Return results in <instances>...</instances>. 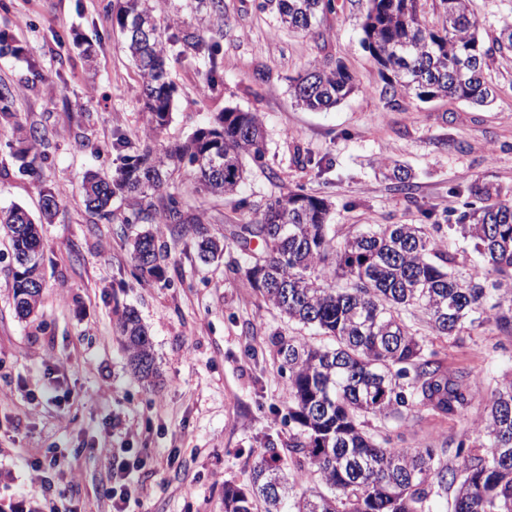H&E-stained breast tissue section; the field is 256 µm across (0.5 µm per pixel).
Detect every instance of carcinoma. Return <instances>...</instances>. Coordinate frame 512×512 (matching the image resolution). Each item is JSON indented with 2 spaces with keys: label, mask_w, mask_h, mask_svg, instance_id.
Wrapping results in <instances>:
<instances>
[{
  "label": "carcinoma",
  "mask_w": 512,
  "mask_h": 512,
  "mask_svg": "<svg viewBox=\"0 0 512 512\" xmlns=\"http://www.w3.org/2000/svg\"><path fill=\"white\" fill-rule=\"evenodd\" d=\"M167 0H123L115 22L142 76L150 132L167 126L174 87L166 59L176 45L214 59L219 44L186 28H174ZM362 43L395 77V86L421 100L482 105L494 95L488 60L512 54V25L490 47L479 37L472 0H435L438 24L420 15V0H367ZM332 0H277L282 26L322 37L321 22ZM356 88L341 61L315 68L290 86L309 110L335 106ZM18 89L0 84V118L12 116ZM28 143L26 167L34 171L47 140L43 127L22 133ZM264 156L258 113L226 109L184 144L158 150L147 144L123 158L115 174L89 172L81 194L85 210L109 215L119 196L128 202V224H183L182 196L153 202L170 167L194 168L188 192L224 197L244 180L243 160ZM401 190L410 188L403 167L384 164ZM480 206L464 203L458 223L448 225L470 250H448L439 224H366L337 242L327 223L324 198L293 193L266 205L260 217L241 225L236 238L248 252L244 275L264 301L303 328L325 339L281 338L277 354L288 371V468L313 486L296 492V482L271 453L253 467L249 488L224 486V512H435V497L454 489L450 512H512V378L481 394L483 411L472 431L456 441L449 465L435 448L411 450L393 443L400 427L421 408L451 419H468L478 395L469 373L444 368L438 352L417 334L411 309L426 316L436 336L453 339L488 323L512 333V201H491L488 188L474 187ZM69 188L42 193V217L51 218ZM0 224L13 253V300L21 318L41 306L39 274L43 244L39 224L22 207L0 211ZM197 253L208 263L224 253V242L203 228ZM257 241L259 250L249 251ZM141 276L160 280L162 245L158 232L145 230L130 243ZM492 287H487L490 277ZM120 334L131 365L143 379L155 374L152 342L133 309L125 312ZM379 420L381 429L368 426Z\"/></svg>",
  "instance_id": "cac0c4a2"
}]
</instances>
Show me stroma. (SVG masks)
<instances>
[{
  "instance_id": "35a3bbf8",
  "label": "stroma",
  "mask_w": 512,
  "mask_h": 512,
  "mask_svg": "<svg viewBox=\"0 0 512 512\" xmlns=\"http://www.w3.org/2000/svg\"><path fill=\"white\" fill-rule=\"evenodd\" d=\"M197 0H168L179 27L214 38L215 60L170 52L175 86L172 118L160 145L183 143L227 108L258 113L265 155L247 162L232 196L185 194L190 165L166 189L184 193L186 223L168 224L162 238L165 278L142 281L128 239L138 225L124 201L111 220L86 212L80 187L87 170L114 173L143 140L148 115L142 81L115 22L117 0H0V82L19 87L14 116L0 120V210L19 204L39 214L41 188L67 184L68 198L43 227L41 307L19 318L12 299L8 238L0 229V512L36 502L40 512H111L107 462L94 451L136 449L146 465L135 478L143 491L129 512H224V486H247L254 464L270 452L287 457L288 374L273 340L301 329L266 304L240 273L246 256L234 238L267 203L289 192L327 199L340 233L366 224L454 223L474 186L512 198V56L493 55L496 99L487 107L445 98L419 100L394 93L361 43L366 0H335L322 20L323 40L279 22L269 0H224V21L196 8ZM479 34L492 44L512 25V0H473ZM93 51L85 63L81 51ZM343 62L356 76L354 93L336 107L310 112L289 85L313 68ZM217 66L211 90L200 75ZM95 97H88V89ZM46 127L39 177L23 170L18 127ZM124 149H113L118 135ZM412 171L409 191L387 179L381 162ZM223 236L221 260L203 263L193 223ZM135 309L153 344L158 373L137 377L119 338L127 309ZM428 336L449 370L495 385L512 373V335L494 324L449 341ZM463 424L412 413L399 428L405 448L444 449ZM66 456L72 476L53 478L54 495L32 481L30 460Z\"/></svg>"
}]
</instances>
